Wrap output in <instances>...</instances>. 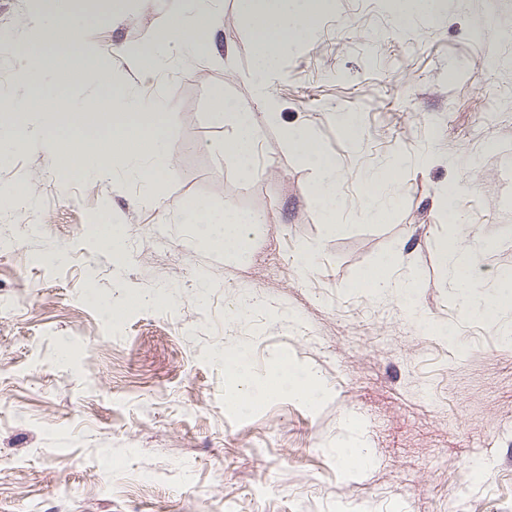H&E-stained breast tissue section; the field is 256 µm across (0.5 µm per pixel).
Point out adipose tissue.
<instances>
[{
	"instance_id": "1",
	"label": "adipose tissue",
	"mask_w": 512,
	"mask_h": 512,
	"mask_svg": "<svg viewBox=\"0 0 512 512\" xmlns=\"http://www.w3.org/2000/svg\"><path fill=\"white\" fill-rule=\"evenodd\" d=\"M329 0H239L241 18L250 27L254 40L258 76L250 77V98L244 102L225 101L224 109L212 113L211 119L219 125L231 126L234 135L225 141L224 152L235 163L242 175H252L256 168L257 147L261 130L253 120L251 109L260 106L268 116H276L280 104L274 97L268 77L276 69L282 54L292 45L304 40L328 8ZM76 15L59 14L53 19H30L29 39L36 47H60L65 57L82 61L83 80L92 82L97 73L92 63L97 47L83 36ZM218 25L206 11L191 21L176 23L160 30L151 43L137 46V60L146 78H153L157 66V52L178 51L191 42L204 47L214 43ZM41 112L38 97H31L30 107L22 112L18 126L21 130L20 147L54 154L60 140H67L77 153L76 161L61 160L60 167L67 172L92 173L108 176L113 167L125 163L132 179L156 183L164 174L171 153L172 136L169 126L163 125L159 113L145 104L116 102L105 105L95 98L76 104L65 117L64 124L51 125ZM283 136L289 146L314 168L319 176L318 195L326 205L336 201L339 174L335 162L324 155L311 132L305 128L287 127ZM454 190L442 189L438 206L448 213L451 232L440 243L442 261L448 262L452 280L458 287L462 314L480 311L488 319H495L512 306V274L501 275L494 292L478 295L471 286L470 273L475 265L474 252L466 245L468 225L462 224L454 207ZM185 223L195 225L204 237L224 254V260L234 263L250 250L255 228L262 224L259 215L244 216L233 210L215 212L202 204L186 209ZM397 264L396 256H388L366 271L357 286L369 295L397 294L403 301L410 300L413 288L396 284L391 271ZM229 374L243 384L238 399L241 407H250L257 401L286 394L305 402H314L324 392L321 376L314 368L296 365L279 357L271 361L262 373H254L245 350L223 354Z\"/></svg>"
}]
</instances>
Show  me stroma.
<instances>
[{"label": "stroma", "instance_id": "35a3bbf8", "mask_svg": "<svg viewBox=\"0 0 512 512\" xmlns=\"http://www.w3.org/2000/svg\"><path fill=\"white\" fill-rule=\"evenodd\" d=\"M30 8L0 0V35L13 41L0 73V200L19 182L33 200L0 231L17 243L0 252V512H512V348L500 342L512 310L493 323L459 317L436 204L456 189L472 280L493 292L512 271V0H444L440 17L414 15L403 30L385 0H333L278 61L281 109L272 121L254 112L262 139L247 178L224 154L232 128L210 120L249 96L253 40L237 0H125L117 18L87 7L101 78L56 62L44 97L137 95L171 116L173 152L153 187L120 165L107 178L66 175L55 156L11 146L13 113L37 91ZM205 9L220 23L214 46L143 79L128 47ZM349 113L356 142L342 131ZM286 127L308 128L336 162L337 230ZM397 151L439 160L383 182L397 204L378 220L365 181ZM198 202L263 216L241 262L183 223ZM96 222L123 228V265L83 233ZM396 250V278L413 281L418 311L455 342L422 330L395 295L357 289ZM244 292L262 305L242 321L230 308ZM242 346L257 372L276 356L315 366L326 397L240 409V383L213 353ZM348 420L371 450L361 472L336 455Z\"/></svg>", "mask_w": 512, "mask_h": 512}]
</instances>
